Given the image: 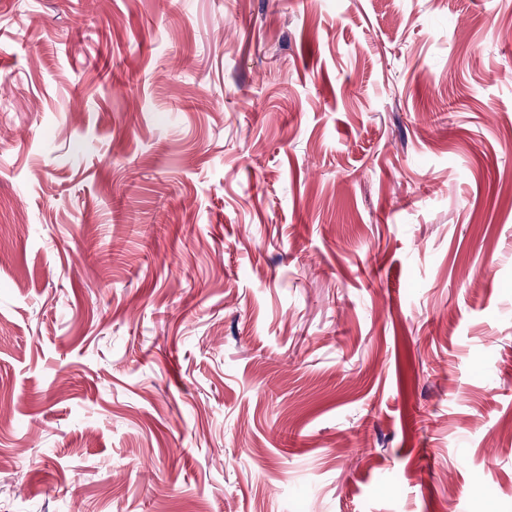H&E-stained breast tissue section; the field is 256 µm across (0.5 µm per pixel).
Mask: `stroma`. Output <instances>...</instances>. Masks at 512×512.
<instances>
[{"mask_svg":"<svg viewBox=\"0 0 512 512\" xmlns=\"http://www.w3.org/2000/svg\"><path fill=\"white\" fill-rule=\"evenodd\" d=\"M0 512H512V0H0Z\"/></svg>","mask_w":512,"mask_h":512,"instance_id":"stroma-1","label":"stroma"}]
</instances>
